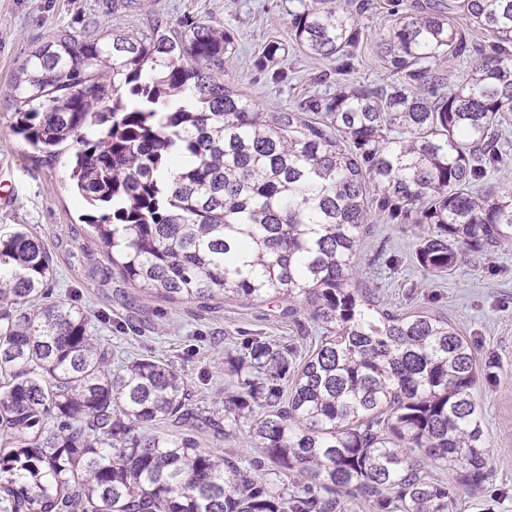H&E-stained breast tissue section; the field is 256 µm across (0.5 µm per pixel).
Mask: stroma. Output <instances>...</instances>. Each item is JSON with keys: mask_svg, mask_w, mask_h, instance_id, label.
<instances>
[{"mask_svg": "<svg viewBox=\"0 0 512 512\" xmlns=\"http://www.w3.org/2000/svg\"><path fill=\"white\" fill-rule=\"evenodd\" d=\"M438 2L350 0L362 41L352 69L340 79L334 60L294 46L291 21L300 0H0V231L23 227L43 240L53 265L49 301L88 312L113 362L152 355L173 364L193 408L209 419L197 434L200 446L224 452L239 466H263L267 459L251 442L247 424L224 423V399L237 390L227 356L241 353L255 336L306 353L317 334L314 321L305 313L281 318L275 301L173 304L126 284L100 255L92 228L81 221L84 208L71 188L69 153L52 161L31 159L13 133L6 109L13 75L36 42L60 26L141 30L151 17L176 29L207 23L235 37L236 51L224 64L225 82L252 102L290 110L308 97L333 92L340 80L371 88L395 82L376 49L384 27ZM272 42L283 47L275 67L288 73L280 84L258 66ZM428 230L425 224L391 223L372 207L355 285L380 308L447 318L472 344L480 369L473 396L482 411L486 473L475 485L460 484L444 467L433 475L454 488L461 512H512V248L467 254L455 271L437 276L415 261L418 239Z\"/></svg>", "mask_w": 512, "mask_h": 512, "instance_id": "1", "label": "stroma"}]
</instances>
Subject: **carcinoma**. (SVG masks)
<instances>
[{"mask_svg": "<svg viewBox=\"0 0 512 512\" xmlns=\"http://www.w3.org/2000/svg\"><path fill=\"white\" fill-rule=\"evenodd\" d=\"M50 32L13 78V132L53 157L75 149L74 190L103 256L170 302H286L319 335L302 363L252 338L224 399L271 470L252 473L199 446L200 413L169 363L112 368L89 314L45 302L53 274L29 231L0 234V512H458L446 465L485 475L475 353L447 319L379 309L352 287L370 192L430 274L512 246V186L484 192L512 126V0H448L406 14L379 49L388 87L338 84L297 110L267 111L224 84L234 35L175 30ZM490 51L450 94L429 61ZM294 43L352 67L360 37L342 0H303ZM311 112L308 120L304 113ZM173 422L177 435L158 431ZM295 475L290 489L279 475Z\"/></svg>", "mask_w": 512, "mask_h": 512, "instance_id": "1", "label": "carcinoma"}]
</instances>
